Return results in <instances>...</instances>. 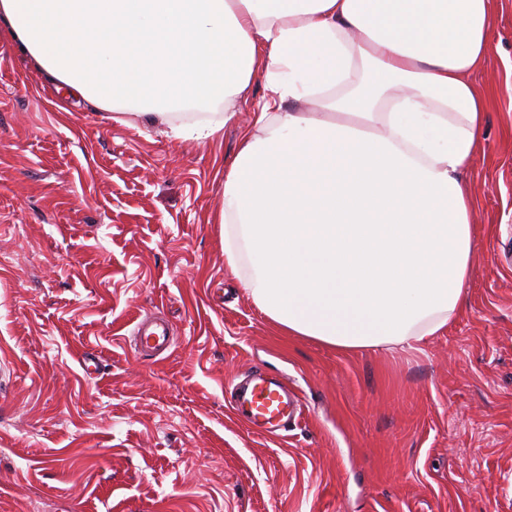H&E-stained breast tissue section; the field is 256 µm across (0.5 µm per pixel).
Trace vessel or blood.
Here are the masks:
<instances>
[{
  "label": "vessel or blood",
  "mask_w": 512,
  "mask_h": 512,
  "mask_svg": "<svg viewBox=\"0 0 512 512\" xmlns=\"http://www.w3.org/2000/svg\"><path fill=\"white\" fill-rule=\"evenodd\" d=\"M134 335L137 344L155 352L166 351L172 344V338L164 328L150 331L139 325ZM229 405L232 413L241 417L256 434L284 430L288 421L302 415L301 399L288 382L272 381L258 374L232 393Z\"/></svg>",
  "instance_id": "1"
}]
</instances>
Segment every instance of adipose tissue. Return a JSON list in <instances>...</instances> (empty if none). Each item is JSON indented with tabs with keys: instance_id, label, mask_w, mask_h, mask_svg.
<instances>
[{
	"instance_id": "obj_1",
	"label": "adipose tissue",
	"mask_w": 512,
	"mask_h": 512,
	"mask_svg": "<svg viewBox=\"0 0 512 512\" xmlns=\"http://www.w3.org/2000/svg\"><path fill=\"white\" fill-rule=\"evenodd\" d=\"M492 0H0V37L63 95L215 136L266 94L224 171V262L284 332L412 348L467 298L461 175L490 93ZM370 64L359 76L361 64Z\"/></svg>"
}]
</instances>
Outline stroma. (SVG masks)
<instances>
[{
	"label": "stroma",
	"mask_w": 512,
	"mask_h": 512,
	"mask_svg": "<svg viewBox=\"0 0 512 512\" xmlns=\"http://www.w3.org/2000/svg\"><path fill=\"white\" fill-rule=\"evenodd\" d=\"M490 43L467 304L417 348L343 352L224 268L213 214L263 78L214 137L176 138L68 104L0 41V512H512V0ZM143 320L169 350H138ZM252 372L298 392L286 436L229 411Z\"/></svg>",
	"instance_id": "1"
}]
</instances>
